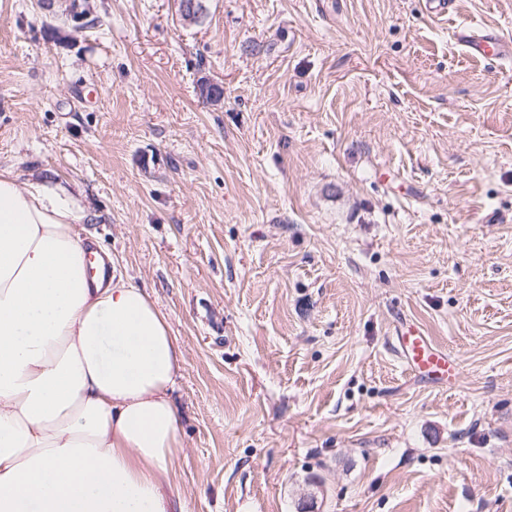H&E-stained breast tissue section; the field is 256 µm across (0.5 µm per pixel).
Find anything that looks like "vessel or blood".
<instances>
[{
	"label": "vessel or blood",
	"mask_w": 512,
	"mask_h": 512,
	"mask_svg": "<svg viewBox=\"0 0 512 512\" xmlns=\"http://www.w3.org/2000/svg\"><path fill=\"white\" fill-rule=\"evenodd\" d=\"M453 37L474 58L499 60L512 54V44L473 26L457 29ZM396 335L399 354L413 375L442 386H450L456 382L459 375L457 362L435 346L420 327L404 321Z\"/></svg>",
	"instance_id": "vessel-or-blood-1"
}]
</instances>
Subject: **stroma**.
<instances>
[{"mask_svg":"<svg viewBox=\"0 0 512 512\" xmlns=\"http://www.w3.org/2000/svg\"><path fill=\"white\" fill-rule=\"evenodd\" d=\"M88 3L0 0V168L79 188L167 316L186 512H512V59L453 38L512 0ZM396 335L399 354L414 376L442 386L456 382L459 375L457 362L435 346L420 327L404 321Z\"/></svg>","mask_w":512,"mask_h":512,"instance_id":"1","label":"stroma"}]
</instances>
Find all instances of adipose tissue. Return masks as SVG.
Here are the masks:
<instances>
[{"label":"adipose tissue","instance_id":"adipose-tissue-1","mask_svg":"<svg viewBox=\"0 0 512 512\" xmlns=\"http://www.w3.org/2000/svg\"><path fill=\"white\" fill-rule=\"evenodd\" d=\"M69 185L0 169V512H182L183 352Z\"/></svg>","mask_w":512,"mask_h":512}]
</instances>
